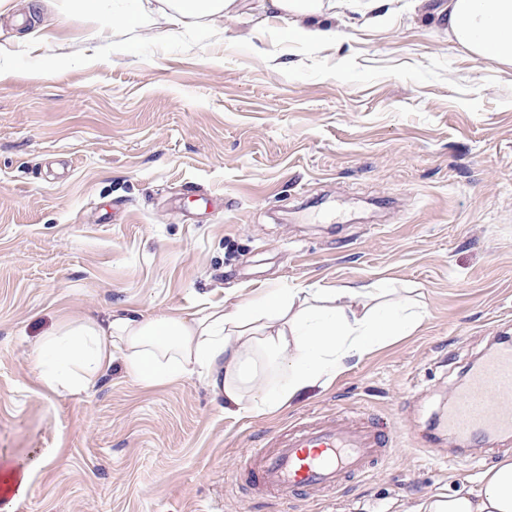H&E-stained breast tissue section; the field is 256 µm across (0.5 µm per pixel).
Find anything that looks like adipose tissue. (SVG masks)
Instances as JSON below:
<instances>
[{"label":"adipose tissue","mask_w":512,"mask_h":512,"mask_svg":"<svg viewBox=\"0 0 512 512\" xmlns=\"http://www.w3.org/2000/svg\"><path fill=\"white\" fill-rule=\"evenodd\" d=\"M330 0H261L287 24L289 36L308 44L332 43L335 30L311 25ZM239 0H143L122 16L126 26L164 19L169 33L238 12ZM449 38L474 59L512 67V0H448ZM391 291L265 288L253 299L191 317L149 321L86 319L41 338L34 347L40 381L60 392L89 386L122 356L137 380L161 383L213 374L224 409L241 415L272 413L307 389L331 383L353 358L406 335L424 318L420 302H395ZM415 512H512V459L487 470L477 489L436 494Z\"/></svg>","instance_id":"ef3b65f1"}]
</instances>
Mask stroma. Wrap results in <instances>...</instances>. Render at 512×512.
<instances>
[{"label":"stroma","mask_w":512,"mask_h":512,"mask_svg":"<svg viewBox=\"0 0 512 512\" xmlns=\"http://www.w3.org/2000/svg\"><path fill=\"white\" fill-rule=\"evenodd\" d=\"M45 0L0 8V459L32 462L12 512H413L512 456L430 424L512 335V68L474 60L419 0L325 15L333 44L243 13L113 25ZM395 289L426 315L273 414L225 413L200 371L146 384L115 360L43 387L65 321L189 315L265 288ZM391 422L397 451L288 502L233 464L303 413Z\"/></svg>","instance_id":"stroma-1"}]
</instances>
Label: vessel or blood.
I'll return each mask as SVG.
<instances>
[{"instance_id": "b4317fda", "label": "vessel or blood", "mask_w": 512, "mask_h": 512, "mask_svg": "<svg viewBox=\"0 0 512 512\" xmlns=\"http://www.w3.org/2000/svg\"><path fill=\"white\" fill-rule=\"evenodd\" d=\"M449 431L491 438L512 435V342L501 341L469 376L443 418ZM397 443L387 423L335 416L301 419L250 449L236 466V481L274 499L300 491L331 492L347 478L367 474Z\"/></svg>"}]
</instances>
